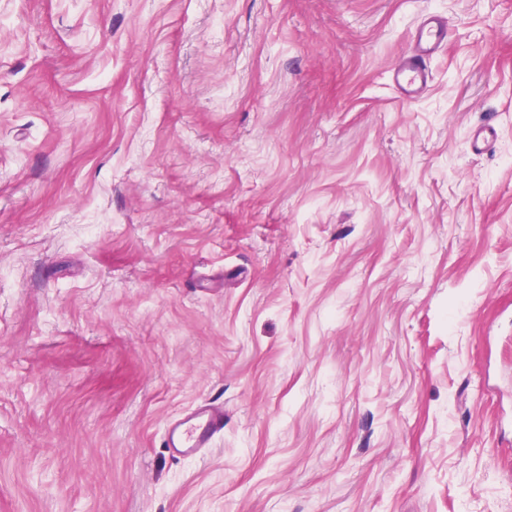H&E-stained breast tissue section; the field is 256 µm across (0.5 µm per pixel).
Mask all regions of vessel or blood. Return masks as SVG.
Listing matches in <instances>:
<instances>
[{"label":"vessel or blood","mask_w":512,"mask_h":512,"mask_svg":"<svg viewBox=\"0 0 512 512\" xmlns=\"http://www.w3.org/2000/svg\"><path fill=\"white\" fill-rule=\"evenodd\" d=\"M446 34L444 21L435 14L427 15L417 27L413 49L404 54L392 69V81L404 101H416L426 90L429 82L427 63L441 49ZM496 139L494 127H475L468 135L469 148L472 152L481 153ZM223 430V406L200 402L167 423L163 442L173 456L196 459L209 453Z\"/></svg>","instance_id":"1"}]
</instances>
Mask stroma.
<instances>
[{
	"instance_id": "stroma-1",
	"label": "stroma",
	"mask_w": 512,
	"mask_h": 512,
	"mask_svg": "<svg viewBox=\"0 0 512 512\" xmlns=\"http://www.w3.org/2000/svg\"><path fill=\"white\" fill-rule=\"evenodd\" d=\"M0 512H512V0H0ZM447 28L438 15L428 14L417 27L414 47L392 69V82L406 102L418 100L429 82L428 61L441 49ZM496 139L497 131L494 127L489 125L473 127L468 135L469 148L474 153H483ZM223 431L224 407L200 402L167 423L163 442L177 458H202Z\"/></svg>"
}]
</instances>
